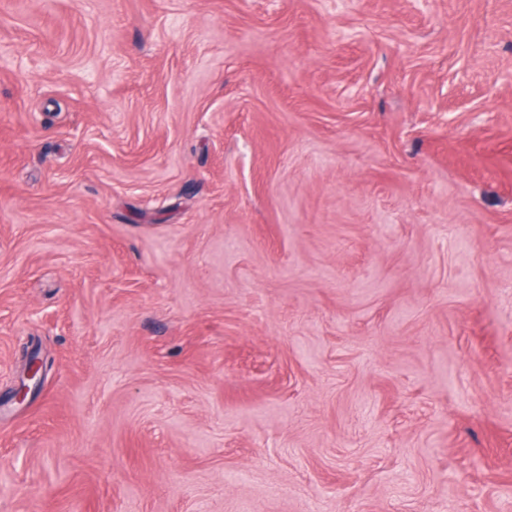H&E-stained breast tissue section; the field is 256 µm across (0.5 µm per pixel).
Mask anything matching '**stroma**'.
Segmentation results:
<instances>
[{
    "label": "stroma",
    "instance_id": "obj_1",
    "mask_svg": "<svg viewBox=\"0 0 512 512\" xmlns=\"http://www.w3.org/2000/svg\"><path fill=\"white\" fill-rule=\"evenodd\" d=\"M0 512H512V0H0ZM46 365L39 356V351H33L26 363L25 376L26 380L32 384L26 383L24 380L20 383L15 391V398L22 402L26 399L29 392L38 391L41 389L45 379Z\"/></svg>",
    "mask_w": 512,
    "mask_h": 512
}]
</instances>
